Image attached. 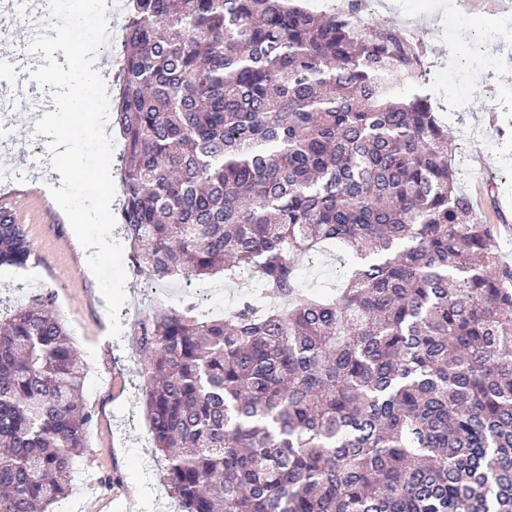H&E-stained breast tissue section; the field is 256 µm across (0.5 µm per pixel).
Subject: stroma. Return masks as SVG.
<instances>
[{
	"mask_svg": "<svg viewBox=\"0 0 512 512\" xmlns=\"http://www.w3.org/2000/svg\"><path fill=\"white\" fill-rule=\"evenodd\" d=\"M379 21L406 31L419 29L426 60L442 69L428 89L444 100L438 117L448 129L452 162L459 185L472 198L483 222L501 225L497 247L512 263V69L489 72L500 54L498 26L512 11L475 9L448 16V0H387ZM476 44L477 53L463 60L448 53L449 40ZM34 118L10 112L0 133L13 140V164L19 181L0 184V202L9 204L30 242L25 268L0 267V303L23 301L25 292L48 294L86 364L83 402L95 414L83 454L73 465L71 491L56 512H175L164 480V463L154 455L149 420L142 399L143 380L132 341L140 321L156 305L154 284L124 258L127 300L120 310V337L109 334L105 301L86 262V252L43 181L50 168L36 160ZM111 484H104V477Z\"/></svg>",
	"mask_w": 512,
	"mask_h": 512,
	"instance_id": "1",
	"label": "stroma"
}]
</instances>
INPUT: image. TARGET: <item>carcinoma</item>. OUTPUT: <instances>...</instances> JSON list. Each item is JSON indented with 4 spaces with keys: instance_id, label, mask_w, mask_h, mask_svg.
Instances as JSON below:
<instances>
[{
    "instance_id": "1",
    "label": "carcinoma",
    "mask_w": 512,
    "mask_h": 512,
    "mask_svg": "<svg viewBox=\"0 0 512 512\" xmlns=\"http://www.w3.org/2000/svg\"><path fill=\"white\" fill-rule=\"evenodd\" d=\"M123 224L156 282L270 302L140 322L179 512H512V265L460 191L423 55L300 0H126ZM339 244L335 286L295 257ZM32 255L0 204V266ZM43 298L0 319V512H49L93 420Z\"/></svg>"
}]
</instances>
